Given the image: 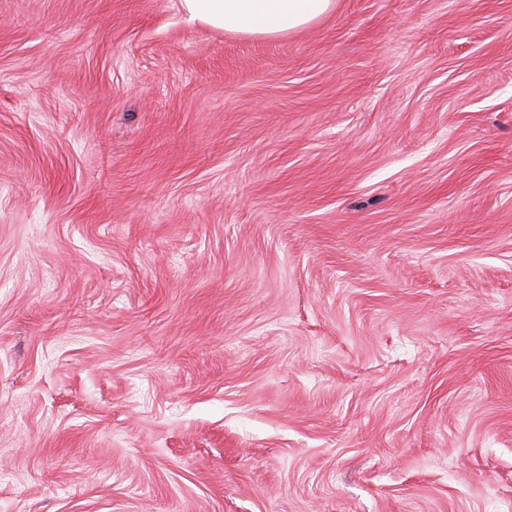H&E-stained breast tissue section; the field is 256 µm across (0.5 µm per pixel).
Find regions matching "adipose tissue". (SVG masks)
Masks as SVG:
<instances>
[{
  "mask_svg": "<svg viewBox=\"0 0 512 512\" xmlns=\"http://www.w3.org/2000/svg\"><path fill=\"white\" fill-rule=\"evenodd\" d=\"M188 17L249 37H282L331 14L336 0H180Z\"/></svg>",
  "mask_w": 512,
  "mask_h": 512,
  "instance_id": "obj_1",
  "label": "adipose tissue"
}]
</instances>
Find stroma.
Listing matches in <instances>:
<instances>
[{
    "label": "stroma",
    "mask_w": 512,
    "mask_h": 512,
    "mask_svg": "<svg viewBox=\"0 0 512 512\" xmlns=\"http://www.w3.org/2000/svg\"><path fill=\"white\" fill-rule=\"evenodd\" d=\"M0 512H512V0H0ZM188 17L249 37L275 38L307 28L336 9V0H180Z\"/></svg>",
    "instance_id": "1"
}]
</instances>
